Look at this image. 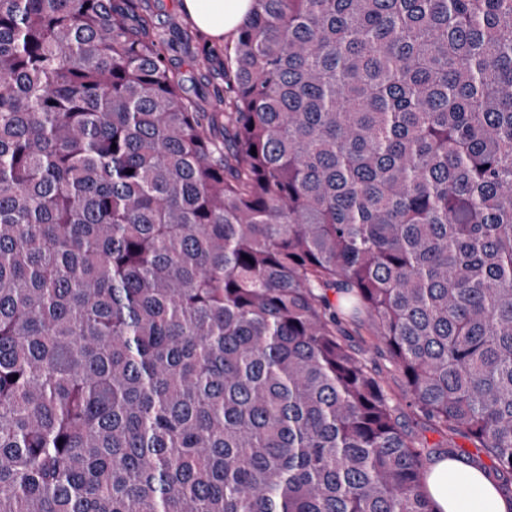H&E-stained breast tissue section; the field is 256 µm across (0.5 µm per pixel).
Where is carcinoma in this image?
I'll return each mask as SVG.
<instances>
[{"label":"carcinoma","instance_id":"1","mask_svg":"<svg viewBox=\"0 0 512 512\" xmlns=\"http://www.w3.org/2000/svg\"><path fill=\"white\" fill-rule=\"evenodd\" d=\"M179 49L0 0V512H436L347 325L511 478L512 0H254L215 112ZM171 59L172 63L177 67V70L182 72L186 76V79L190 80L185 82L186 89L190 93V96L197 101L199 107L205 112H215L209 99L198 96V66L194 65L196 58L192 55H180L171 57Z\"/></svg>","mask_w":512,"mask_h":512}]
</instances>
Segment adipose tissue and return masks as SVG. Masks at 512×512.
I'll use <instances>...</instances> for the list:
<instances>
[{
	"instance_id": "1",
	"label": "adipose tissue",
	"mask_w": 512,
	"mask_h": 512,
	"mask_svg": "<svg viewBox=\"0 0 512 512\" xmlns=\"http://www.w3.org/2000/svg\"><path fill=\"white\" fill-rule=\"evenodd\" d=\"M253 0H183L192 25L220 40L234 34L252 9ZM425 487L436 512H512V494L459 458L433 459Z\"/></svg>"
}]
</instances>
